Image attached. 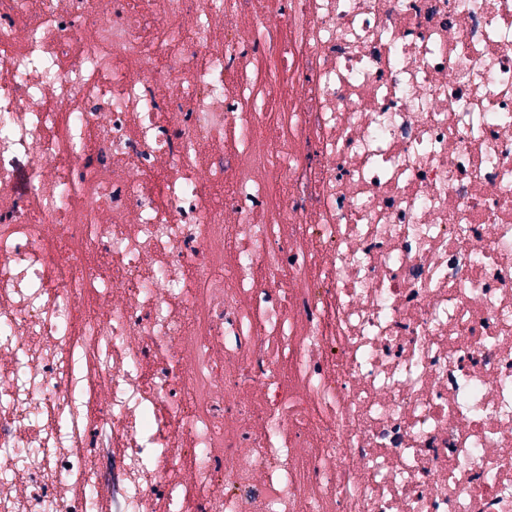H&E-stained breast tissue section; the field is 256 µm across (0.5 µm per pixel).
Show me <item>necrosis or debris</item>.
<instances>
[{"label":"necrosis or debris","instance_id":"4bbe7bcc","mask_svg":"<svg viewBox=\"0 0 512 512\" xmlns=\"http://www.w3.org/2000/svg\"><path fill=\"white\" fill-rule=\"evenodd\" d=\"M0 512H512V0H0Z\"/></svg>","mask_w":512,"mask_h":512}]
</instances>
